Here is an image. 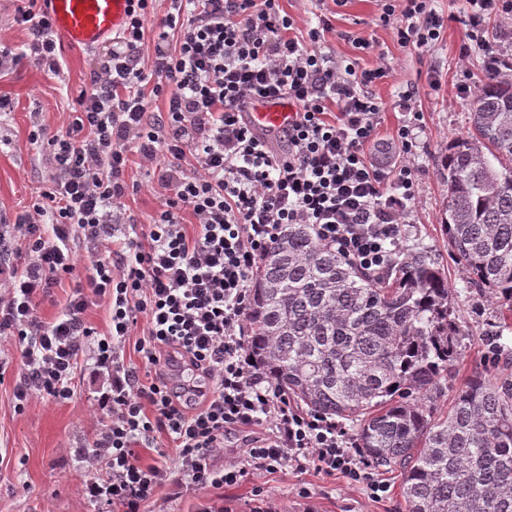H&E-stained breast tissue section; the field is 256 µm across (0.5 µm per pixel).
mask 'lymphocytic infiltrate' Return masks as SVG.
<instances>
[{
	"mask_svg": "<svg viewBox=\"0 0 512 512\" xmlns=\"http://www.w3.org/2000/svg\"><path fill=\"white\" fill-rule=\"evenodd\" d=\"M152 2L130 0L126 27L80 91L65 131L33 134L47 146L52 177L31 210L0 224V335L17 338L22 366L15 407L70 399L79 361L107 373L99 399L107 417L82 458L88 470L105 467L88 493L109 512H143L148 503L165 512L156 500L172 480L221 488L285 465L340 475L382 498L385 480L346 431L295 405L258 366L248 350L249 312L258 262L288 225H311L321 243L375 275L401 257L418 180L410 163L422 130L417 93L398 95L404 162L388 170L366 149L383 111L371 88L390 72L324 52L330 14L299 36L278 0H169L147 58L139 45ZM493 19L511 21L512 0H465L461 60L477 44L487 69H496ZM380 20L404 48L435 44L444 27L432 0H406L398 13L383 8ZM14 21L32 35L30 62L59 74L58 34L40 0H21ZM153 96L164 98V116L150 113ZM258 98L292 104L285 148L270 146L247 121ZM132 153L165 190L147 224L126 215L125 199L138 190L125 180ZM185 212L194 233L181 222ZM82 237L97 247L87 284L43 322L37 303L73 273L72 245ZM22 248L30 261L12 266ZM94 300L109 311L101 338L85 319ZM138 327L139 369L124 360ZM178 360L212 384L198 407L170 385L167 371ZM242 430L252 438L216 466L227 436ZM163 435L175 467L141 465L139 449L158 447Z\"/></svg>",
	"mask_w": 512,
	"mask_h": 512,
	"instance_id": "obj_1",
	"label": "lymphocytic infiltrate"
}]
</instances>
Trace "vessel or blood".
Here are the masks:
<instances>
[{
	"label": "vessel or blood",
	"instance_id": "vessel-or-blood-1",
	"mask_svg": "<svg viewBox=\"0 0 512 512\" xmlns=\"http://www.w3.org/2000/svg\"><path fill=\"white\" fill-rule=\"evenodd\" d=\"M43 7L68 43L93 48L123 31L129 0H44ZM293 115L287 100H258L249 121L255 130L274 137L287 129Z\"/></svg>",
	"mask_w": 512,
	"mask_h": 512
}]
</instances>
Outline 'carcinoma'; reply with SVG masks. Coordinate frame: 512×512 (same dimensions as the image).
I'll list each match as a JSON object with an SVG mask.
<instances>
[{"label":"carcinoma","mask_w":512,"mask_h":512,"mask_svg":"<svg viewBox=\"0 0 512 512\" xmlns=\"http://www.w3.org/2000/svg\"><path fill=\"white\" fill-rule=\"evenodd\" d=\"M443 228L470 287L512 306V78L483 72L466 137L440 155ZM248 349L310 410L356 423L407 512H512V381L482 371L439 418L465 333L425 250L373 277L290 224L255 272Z\"/></svg>","instance_id":"obj_1"}]
</instances>
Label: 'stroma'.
I'll use <instances>...</instances> for the list:
<instances>
[{
    "label": "stroma",
    "instance_id": "1",
    "mask_svg": "<svg viewBox=\"0 0 512 512\" xmlns=\"http://www.w3.org/2000/svg\"><path fill=\"white\" fill-rule=\"evenodd\" d=\"M281 7L298 27L315 21L317 15L333 12V29L321 46L337 59L359 58L364 67L385 64L391 70L386 83L372 91L385 104L380 138L395 137L400 114L397 94L407 85L418 90L423 114L415 164L419 169L418 191L408 226L407 251L426 249L448 279L455 316L466 333L465 348L448 388L436 400L437 411H447L455 393L478 371L491 370L512 379V332H499L506 313L501 303L468 288V278L448 249L442 218L447 197L437 174V159L446 143L465 137L468 130V99L459 90L458 72L468 67L472 80L482 76L483 53L473 50L467 64H460L458 48L465 28L460 22L464 0H434L436 11L447 17L442 40L423 49L400 47L392 27L378 23L381 0H347L334 7L331 0H281ZM365 40L369 49H358ZM111 43L92 49L61 45V77L49 75L30 63H20L0 75V96L9 98L13 110L0 117V208L9 219L31 209L52 176L47 154L31 139L33 130L65 129L79 91L88 88L91 75L108 60ZM438 90H431L432 80ZM129 181L141 191L126 200L127 212L148 223L163 190L147 186L138 159L126 170ZM0 356L8 362L0 378V512H97L86 493L90 481L102 480L104 470L88 471L77 451L91 446L105 413L99 408L105 374L92 363H82L72 381V395L60 402L50 398L32 402L16 411L12 400L15 379L21 370L19 352L9 339L0 340ZM389 486L386 495L374 499L360 484H350L338 475L314 470L299 472L281 467L276 472L246 478L232 486L200 491L175 484L160 494L168 512H198L208 499L231 512H253L260 500H271L277 512H406L400 495L398 472L381 473Z\"/></svg>",
    "mask_w": 512,
    "mask_h": 512
}]
</instances>
